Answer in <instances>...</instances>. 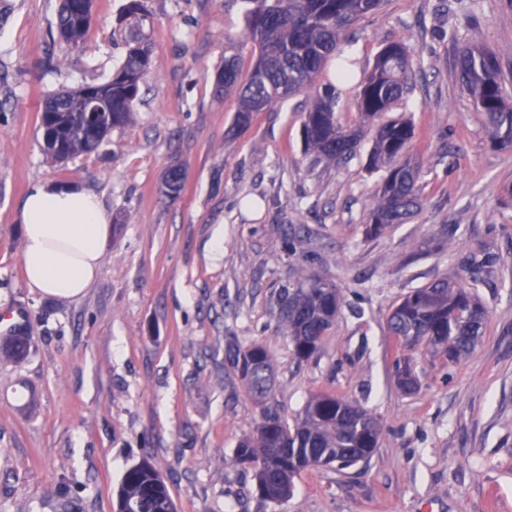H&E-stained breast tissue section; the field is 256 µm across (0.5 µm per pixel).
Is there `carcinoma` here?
<instances>
[{
  "instance_id": "cac0c4a2",
  "label": "carcinoma",
  "mask_w": 512,
  "mask_h": 512,
  "mask_svg": "<svg viewBox=\"0 0 512 512\" xmlns=\"http://www.w3.org/2000/svg\"><path fill=\"white\" fill-rule=\"evenodd\" d=\"M244 29L238 41L224 42V63L217 68L215 92L235 96V124L247 127L255 114L284 103L311 85L328 60L336 58L335 82L325 85L303 115L305 152L317 162H337L358 148L362 130L344 129L336 113V89L356 75L343 57L342 32L361 16L376 9L380 0H241ZM61 40L83 43L90 24L77 14L75 0H62L57 14ZM251 44L255 62L247 81L240 82L238 50ZM149 49L133 41L123 65L112 77L90 85L107 108L105 112H74L69 101L86 90L81 87L46 100L40 128L47 154L64 161L98 149L113 128L128 122L149 69ZM463 90L482 117L491 142L512 149V104L503 95L497 58L477 43L464 47L456 58ZM415 71L407 48L400 42L386 45L372 70L359 82L358 109L364 123L392 108L414 89ZM415 136L405 119L388 121L375 132L368 166L382 170L375 201L368 215V233L381 234L392 224H405L419 207L418 171L408 157ZM184 177L180 164L166 172L165 188L179 192ZM474 285L446 276L407 294L389 313L388 335L408 347L423 346L456 364L468 356L483 336L486 310ZM340 310L336 286L321 278L306 277L283 289L279 319L297 360L313 357ZM225 359L238 379L257 399L271 398L273 361L266 344L246 347L231 344ZM396 387L411 393L418 386L408 362L397 363ZM381 424L356 402L331 394L312 396L293 421L266 409L260 425L244 435L233 460L255 469L257 494L267 503L290 498L294 478L307 468H348L370 460L378 447ZM175 512L165 480L143 461L124 475L117 491V512Z\"/></svg>"
}]
</instances>
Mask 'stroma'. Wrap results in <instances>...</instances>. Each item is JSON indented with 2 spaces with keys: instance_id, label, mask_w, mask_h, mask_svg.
<instances>
[{
  "instance_id": "obj_1",
  "label": "stroma",
  "mask_w": 512,
  "mask_h": 512,
  "mask_svg": "<svg viewBox=\"0 0 512 512\" xmlns=\"http://www.w3.org/2000/svg\"><path fill=\"white\" fill-rule=\"evenodd\" d=\"M95 0L79 48L56 31L60 0H0V312L20 313V359L0 358V512H116L132 466L148 461L178 512H512V150L494 146L462 89L457 54L476 40L499 63L512 103V0H381L342 35L359 74L405 43L415 89L382 121L411 119L421 207L365 232L380 180L367 155L357 85L342 86L344 127L364 126L352 157L305 155L310 87L245 129L214 92L240 0ZM151 49L131 120L101 147L56 162L43 149L51 95L101 83L132 37ZM181 163L184 183L166 194ZM80 184L111 218L100 274L61 300L27 287L17 216L32 185ZM470 263L487 311L462 362L403 348L386 328L413 290ZM330 279L341 309L309 360L278 323L283 287ZM269 348L274 402L293 420L316 394L362 404L382 423L372 458L309 468L292 497L264 506L251 466L234 463L261 408L225 360L234 342ZM419 379L394 384L397 360Z\"/></svg>"
}]
</instances>
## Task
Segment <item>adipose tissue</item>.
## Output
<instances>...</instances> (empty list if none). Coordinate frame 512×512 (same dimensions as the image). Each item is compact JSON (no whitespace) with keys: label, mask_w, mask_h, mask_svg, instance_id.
I'll return each mask as SVG.
<instances>
[{"label":"adipose tissue","mask_w":512,"mask_h":512,"mask_svg":"<svg viewBox=\"0 0 512 512\" xmlns=\"http://www.w3.org/2000/svg\"><path fill=\"white\" fill-rule=\"evenodd\" d=\"M22 264L28 288L76 299L95 282L109 236L99 195L85 188L40 183L22 206Z\"/></svg>","instance_id":"ef3b65f1"}]
</instances>
